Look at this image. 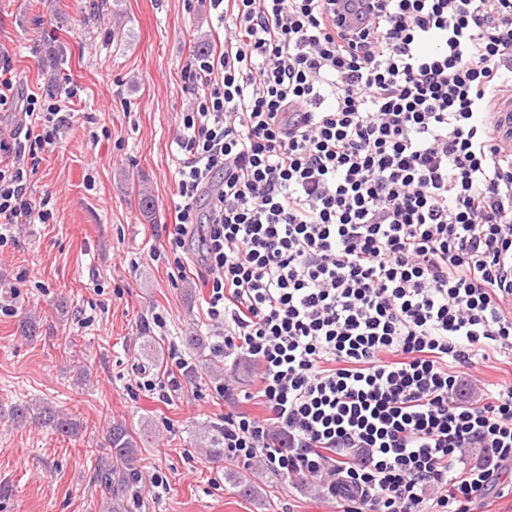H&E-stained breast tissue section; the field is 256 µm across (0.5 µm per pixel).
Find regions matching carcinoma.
Returning a JSON list of instances; mask_svg holds the SVG:
<instances>
[{
	"label": "carcinoma",
	"instance_id": "1",
	"mask_svg": "<svg viewBox=\"0 0 512 512\" xmlns=\"http://www.w3.org/2000/svg\"><path fill=\"white\" fill-rule=\"evenodd\" d=\"M9 416L18 423L27 419L38 420L61 435L77 431V424L70 416L45 401L16 403L11 406ZM140 439L142 436L131 433L119 423L112 425L106 434V446L97 465L96 481L108 491L110 500L118 508L121 507V498L129 490L128 472L133 470ZM202 452L214 463L224 461V430L218 427L207 430Z\"/></svg>",
	"mask_w": 512,
	"mask_h": 512
}]
</instances>
